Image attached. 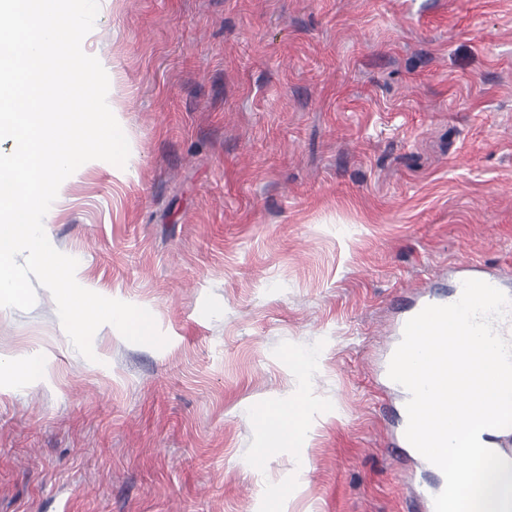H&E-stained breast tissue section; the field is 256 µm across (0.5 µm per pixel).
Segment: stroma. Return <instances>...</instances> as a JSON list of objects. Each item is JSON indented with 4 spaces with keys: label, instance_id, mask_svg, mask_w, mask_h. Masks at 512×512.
<instances>
[{
    "label": "stroma",
    "instance_id": "1",
    "mask_svg": "<svg viewBox=\"0 0 512 512\" xmlns=\"http://www.w3.org/2000/svg\"><path fill=\"white\" fill-rule=\"evenodd\" d=\"M84 47L130 154L46 235L169 342L91 361L46 288L0 308V512H411L379 367L464 259L512 287V0H99ZM299 406H291L289 411L279 412L280 424L274 426L269 433V443L273 448H299L306 440V424L301 418L290 420V416L297 415ZM289 418V420H288Z\"/></svg>",
    "mask_w": 512,
    "mask_h": 512
}]
</instances>
